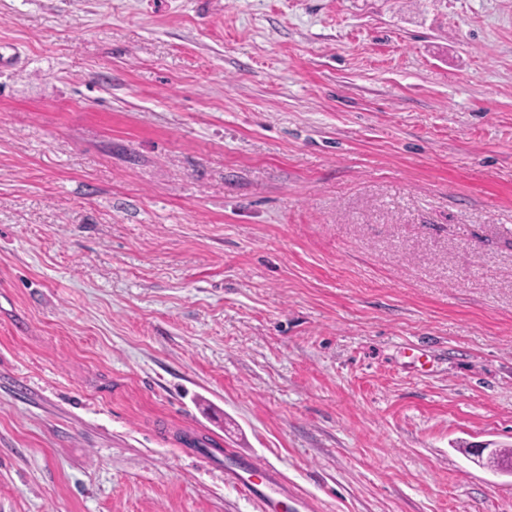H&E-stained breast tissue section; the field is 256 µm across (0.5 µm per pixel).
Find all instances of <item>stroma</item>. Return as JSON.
<instances>
[{
	"label": "stroma",
	"mask_w": 512,
	"mask_h": 512,
	"mask_svg": "<svg viewBox=\"0 0 512 512\" xmlns=\"http://www.w3.org/2000/svg\"><path fill=\"white\" fill-rule=\"evenodd\" d=\"M503 448L512 0H0V512H512ZM224 479L232 482L243 492L256 496L264 512H288V509H308L309 504L302 498L288 495L282 485L280 474L260 464L224 466ZM290 503V504H289Z\"/></svg>",
	"instance_id": "35a3bbf8"
}]
</instances>
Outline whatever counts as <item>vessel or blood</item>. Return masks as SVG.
<instances>
[{
  "mask_svg": "<svg viewBox=\"0 0 512 512\" xmlns=\"http://www.w3.org/2000/svg\"><path fill=\"white\" fill-rule=\"evenodd\" d=\"M224 478L243 492L256 496L263 512H302L307 503L303 499L290 498L282 485L280 474L260 464L228 465Z\"/></svg>",
  "mask_w": 512,
  "mask_h": 512,
  "instance_id": "b4317fda",
  "label": "vessel or blood"
}]
</instances>
